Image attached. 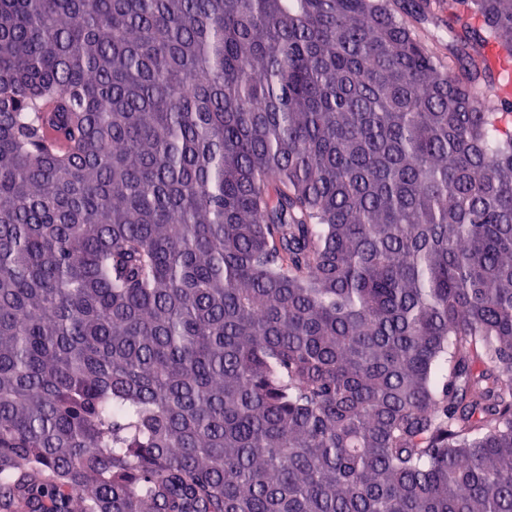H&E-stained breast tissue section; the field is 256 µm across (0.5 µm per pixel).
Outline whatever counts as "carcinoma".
<instances>
[{
	"label": "carcinoma",
	"mask_w": 512,
	"mask_h": 512,
	"mask_svg": "<svg viewBox=\"0 0 512 512\" xmlns=\"http://www.w3.org/2000/svg\"><path fill=\"white\" fill-rule=\"evenodd\" d=\"M0 0V512H512V0Z\"/></svg>",
	"instance_id": "1"
}]
</instances>
